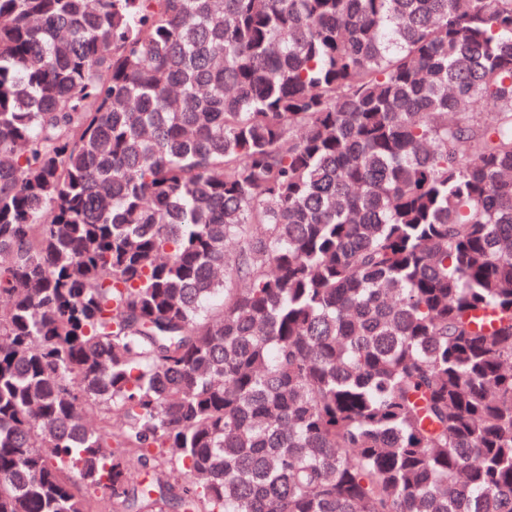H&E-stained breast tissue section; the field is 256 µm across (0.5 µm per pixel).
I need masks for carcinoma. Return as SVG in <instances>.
I'll list each match as a JSON object with an SVG mask.
<instances>
[{"mask_svg":"<svg viewBox=\"0 0 512 512\" xmlns=\"http://www.w3.org/2000/svg\"><path fill=\"white\" fill-rule=\"evenodd\" d=\"M0 256V512H512V0H0Z\"/></svg>","mask_w":512,"mask_h":512,"instance_id":"carcinoma-1","label":"carcinoma"}]
</instances>
